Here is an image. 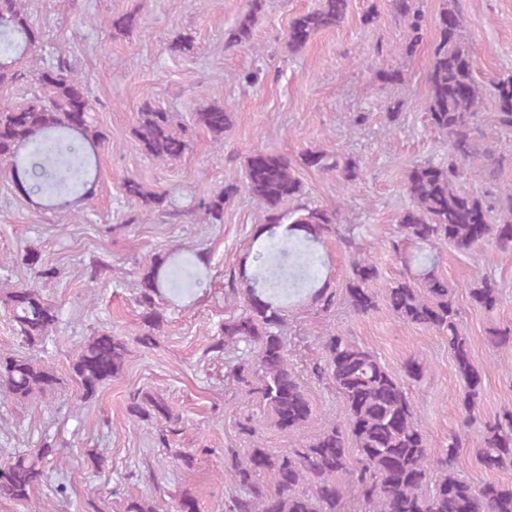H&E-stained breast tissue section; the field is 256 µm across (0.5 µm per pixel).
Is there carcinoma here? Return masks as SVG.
Returning <instances> with one entry per match:
<instances>
[{
	"label": "carcinoma",
	"mask_w": 512,
	"mask_h": 512,
	"mask_svg": "<svg viewBox=\"0 0 512 512\" xmlns=\"http://www.w3.org/2000/svg\"><path fill=\"white\" fill-rule=\"evenodd\" d=\"M396 13L410 35L399 53L412 55L422 38L425 15L419 0H393ZM348 0H320L317 8L296 16L288 28V48L296 53L311 37L340 24ZM257 23V8L237 18L229 35L232 45H245ZM467 19L459 0H442L435 18L438 31L427 73L426 114L431 130L448 145V159L416 162L406 182L407 206L398 218L392 255L403 267V278L389 285L386 295L393 315L407 323L448 335V351L463 382L458 404L473 416L482 390V373L471 362L469 338L459 324L455 289L435 274L438 248L451 245L469 253L488 244L503 256L512 255V191L488 198L461 189L472 174L487 180L499 177L512 164V144L486 142L481 125L483 87L464 32ZM109 26L125 33L138 26L134 14L112 17ZM44 32L31 20L22 0H0V89L24 81L23 64L42 49ZM494 127L512 134V73L493 81ZM196 121L218 141L231 126L230 113L213 105L196 113ZM139 146L162 162L180 158L188 149L187 129L176 127L168 112L145 109L134 130ZM104 142L94 117L87 83L64 56L51 57L30 78L24 98L0 105V170L13 183L37 198L43 207L65 208L89 195L90 175ZM302 164L336 172L349 181L359 177V165L340 154L306 151ZM244 183L263 207L270 245L259 247L241 312L224 321V340L216 348H247L232 366L238 387L253 395L261 416L282 431L298 433L312 409L305 389L288 361L287 325L283 300L294 288H306L320 310L335 305L336 294L309 273L311 248L336 237L351 258L344 300L356 314L377 307L370 283L377 266L364 253L362 226L340 227L339 209L298 202L301 186L293 161L263 148L245 158ZM125 195L148 211H168L166 195L145 189L135 178L121 184ZM237 190L231 183L219 193L201 198L196 207L212 223L221 224L224 204ZM293 207L284 209L287 204ZM37 280L52 279L53 267L25 254ZM200 255L173 250L150 264L137 283L139 306L149 328L159 317L156 301L176 287L177 276L199 283L207 273ZM477 307L491 311L500 300L497 284L483 278L468 288ZM5 312L31 352L0 356V392L20 401L54 389L53 368L38 356L59 323V312L41 292L27 285L7 295ZM487 342L497 350H512V330L493 329ZM125 342L109 333L89 338L71 362V373L85 396L93 395L124 365ZM313 376L333 388L345 406L344 422L333 424L294 448L273 451L256 443L244 455H231L227 466L231 497L227 512H344L343 489L349 488L359 512H512V485L489 481L473 485L455 470L462 440L453 436L448 447L431 446L404 385L421 381L426 364L406 360L397 373L378 356L348 336L325 337ZM132 411L143 418L177 422L169 404L148 393L132 396ZM55 454L52 443L32 452H19L0 464V498L31 499ZM479 461L487 470L512 466V412L483 427Z\"/></svg>",
	"instance_id": "cac0c4a2"
}]
</instances>
